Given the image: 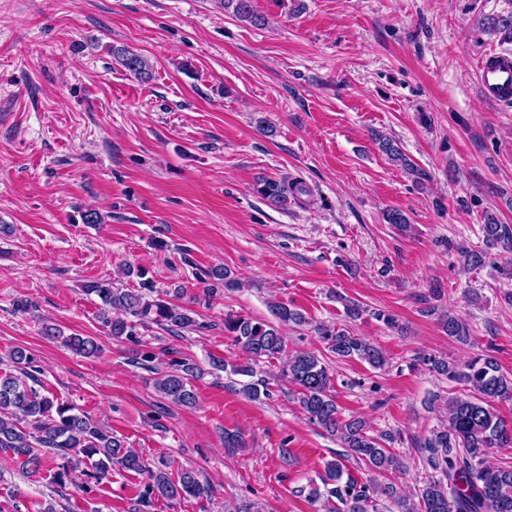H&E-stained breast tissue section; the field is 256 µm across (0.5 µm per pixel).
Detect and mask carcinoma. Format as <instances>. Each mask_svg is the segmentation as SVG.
<instances>
[{
	"label": "carcinoma",
	"instance_id": "1",
	"mask_svg": "<svg viewBox=\"0 0 512 512\" xmlns=\"http://www.w3.org/2000/svg\"><path fill=\"white\" fill-rule=\"evenodd\" d=\"M224 7H233L237 17L255 25L264 18L255 12L253 0H223ZM124 66L142 79L150 78V68L139 55L128 53ZM381 151L406 171H414L397 142L379 138ZM257 192L276 206H285L288 199L306 193L301 183L287 178L266 180ZM486 249L462 252L463 265L469 270L484 266L487 250L499 244L512 248V228L486 216L481 225ZM138 288H115L110 280H93L85 292L96 296L102 304L101 313L114 339L134 335L135 323H153L173 330H192L198 326L192 310L168 299H150L154 283L139 273ZM277 322L257 321L244 315L224 317V334L243 350L251 362L278 357L285 349L280 326L303 325L306 317L286 304L272 305ZM448 337L458 342L469 341L470 329L460 317L450 315L443 320ZM329 340V349L339 359L358 358L374 368H383L387 359L383 350L362 337L329 326L318 329ZM64 343L76 353L91 357L100 351L91 337L69 336ZM14 371L0 372V448L12 453L23 468L39 471L54 469L53 479L63 483L69 472L84 464L93 470L98 480L111 475L112 470L146 471L149 483L146 495L168 501L186 497L202 498L211 493L192 468L173 474L167 463L159 462L145 469L138 452L112 435L105 427L77 414L71 406L40 393L25 379L33 378L29 369L33 359L22 350L10 353ZM424 364L450 381L464 385V393L448 400V425L436 429L420 446L429 471L419 482L412 501L395 483L360 484L353 477L342 480L344 465L335 459L326 463L321 484L310 483L308 499L321 504L325 512H512V465H491L488 450L512 447V424L497 413L496 404L512 400V376L500 372L489 355H480L461 365L453 359L430 356ZM197 367L182 363L173 372L160 374L155 388L177 405L195 402L191 380ZM282 374L297 388L299 403L308 418L327 434L336 437L348 455L363 462L373 472L386 476L405 473L406 466L392 449L368 434L359 418L343 421L332 394L333 374L329 365L311 352L299 351L288 358ZM242 392L252 399L270 397L268 383L259 379L242 386Z\"/></svg>",
	"mask_w": 512,
	"mask_h": 512
}]
</instances>
